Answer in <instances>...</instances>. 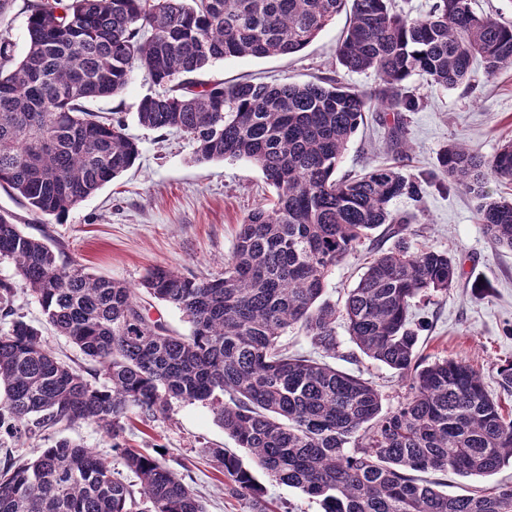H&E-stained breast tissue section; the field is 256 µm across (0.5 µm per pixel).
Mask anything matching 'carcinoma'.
Masks as SVG:
<instances>
[{
  "mask_svg": "<svg viewBox=\"0 0 512 512\" xmlns=\"http://www.w3.org/2000/svg\"><path fill=\"white\" fill-rule=\"evenodd\" d=\"M347 0H36L27 47L0 38V188L37 215H62L130 169L138 144L120 121L87 109L117 96L134 71L162 91L145 96L138 122L189 136L194 161L245 159L276 192L240 225L224 273L198 281L154 266L139 287L94 276L65 252L0 213V259L14 264L46 321L94 367L61 360L41 331L14 317L1 285L0 436L20 438L78 421L95 424L116 459L68 438L0 468V512H206L200 495L156 455L126 446L129 413L145 420L172 400L213 406L217 422L256 468L319 502L322 512H512V486L449 496L417 472L490 476L512 463V415L464 359L426 363L408 328L411 301L461 277L446 251L374 249L338 310L322 297L331 271L386 225L390 209L420 198L423 181L396 166L336 170L363 113L412 112L414 74L444 88L512 67V26L476 15L470 0H435L428 15L392 0H352L336 48L351 72L372 71L369 91L319 77L297 85L251 80L205 85L208 65L304 49ZM478 200L480 223L512 249V201L488 197L512 182V142L487 158L454 142L439 158ZM178 309L187 335L153 319L142 296ZM369 359L409 379L410 393L383 410L374 385L326 361L289 352L299 326L336 357V320ZM227 486L250 512H271L264 490L232 450L208 446Z\"/></svg>",
  "mask_w": 512,
  "mask_h": 512,
  "instance_id": "1",
  "label": "carcinoma"
}]
</instances>
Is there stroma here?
I'll return each mask as SVG.
<instances>
[{"mask_svg": "<svg viewBox=\"0 0 512 512\" xmlns=\"http://www.w3.org/2000/svg\"><path fill=\"white\" fill-rule=\"evenodd\" d=\"M341 13L298 53L269 58H230L216 62L200 75L207 83L232 84L246 78L263 82L307 83L335 76L347 86L368 90L377 83L372 72H350L336 61V46L348 24ZM407 87L418 97L417 111L407 113L403 142L391 143L392 113L369 112L344 154L339 172L361 171L401 162L409 176L439 174L438 157L453 142L473 146L493 156L512 139V69L487 75L474 63L469 84L447 89L423 75L411 76ZM154 88L135 74L125 91L112 99L92 102L93 110L116 113L139 146L134 166L95 195L65 214L33 215L22 199L0 189V212L14 215L23 231L62 244L69 257L87 272L137 285L146 271L165 266L198 279L220 274L233 250L239 226L254 208L271 203L275 191L260 170L246 160L205 164L192 160L194 145L184 134L142 127L136 116L140 100ZM394 212L409 216L403 235L376 231L383 249L406 241L410 249L448 252L462 276L447 292L417 301L411 320L418 330V353L426 361L464 359L481 374L488 393L500 396L498 369L512 362V251L495 246L486 236L476 202L460 188L431 186L421 201L394 200ZM365 249L348 256L327 280L324 300L342 305L363 272ZM0 281L12 283L11 305L16 315L41 328L47 345L72 365L84 364L81 351L47 325L41 308L17 276L13 265L0 261ZM340 343L332 363L338 369L372 381L383 396L384 409L398 407L409 393V381L367 358L337 325ZM68 437L107 454L111 441L95 424L79 421L51 429L36 439H19L0 448V459L30 457L34 448L51 446ZM127 446L141 451L163 449L167 464L185 473L186 481L205 499L208 512H248L241 498L231 495L218 464L201 455L205 446L233 447L211 407L173 403L153 421L131 416ZM274 512H321L317 501L299 490L278 484L256 472ZM448 495H462L495 485L512 486V466L489 477H462L429 472Z\"/></svg>", "mask_w": 512, "mask_h": 512, "instance_id": "stroma-1", "label": "stroma"}]
</instances>
